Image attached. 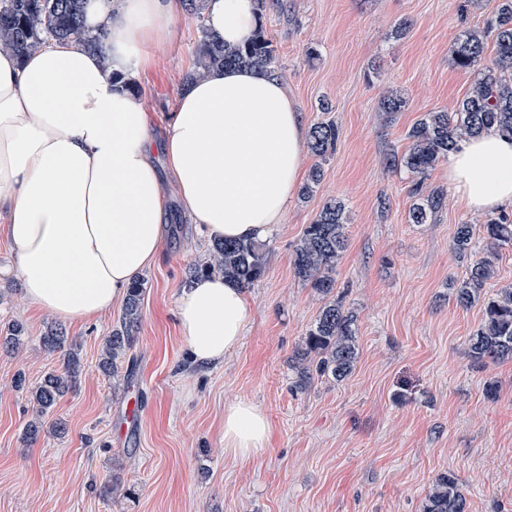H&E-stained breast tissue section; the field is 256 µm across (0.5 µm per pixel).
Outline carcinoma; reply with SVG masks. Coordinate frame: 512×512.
Here are the masks:
<instances>
[{
    "label": "carcinoma",
    "instance_id": "cac0c4a2",
    "mask_svg": "<svg viewBox=\"0 0 512 512\" xmlns=\"http://www.w3.org/2000/svg\"><path fill=\"white\" fill-rule=\"evenodd\" d=\"M85 0H0V51L26 57L50 41L75 42L88 49L100 50L99 38L84 26ZM493 37L495 53L484 57L487 37ZM197 70L190 78H200L214 68L232 66L274 70L275 49L262 29L244 45L227 48L224 42L207 30H201L196 48ZM454 63L474 72L471 89L453 112H425L407 132L409 149L401 156L391 155L389 167L404 169L416 177L410 186L413 203L409 209L412 224H429L443 209L447 191L426 190L424 179L436 163L454 150L463 139L494 128L512 136V0H499L494 18L487 29H468L451 50ZM339 130L331 121L317 122L309 129L308 149L317 158L301 196L313 195L323 175L322 162L336 150ZM346 206L339 200L325 203L313 221L306 225L292 254L294 275L325 300L317 317L303 337L293 368L302 385L313 375L329 377L337 382L347 379L357 362V316L334 296L336 266L348 244ZM486 249L476 251L472 225L457 226L453 248L461 259L469 260L466 275L458 284H450L456 304L468 308L483 306L480 327L470 337V356L476 361L512 358V288H501L488 296L484 288L495 277L499 249L512 246V220L499 214L482 224ZM266 271L265 254L255 242H221L214 244L209 259L194 267V273H220L241 286L260 281ZM144 280H137L128 290L119 326L106 337L99 360L101 371L115 373L117 360L125 355L134 340L141 319ZM23 326L14 322L0 335V345L15 351L21 345ZM48 352L63 354L62 368L46 373L40 383L29 388L19 372L14 388L31 395L38 418L29 422L22 442H37L44 430L43 417L50 415L59 399L72 387L80 369L78 353L66 346V337L49 330L40 338ZM423 512H466V499L457 478L444 473L432 483Z\"/></svg>",
    "mask_w": 512,
    "mask_h": 512
}]
</instances>
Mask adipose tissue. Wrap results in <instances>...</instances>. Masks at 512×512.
<instances>
[{"instance_id":"adipose-tissue-1","label":"adipose tissue","mask_w":512,"mask_h":512,"mask_svg":"<svg viewBox=\"0 0 512 512\" xmlns=\"http://www.w3.org/2000/svg\"><path fill=\"white\" fill-rule=\"evenodd\" d=\"M181 0H88L101 51L54 42L25 60L0 53V233L16 251L26 302L65 320L100 316L157 260L168 215L159 169L176 176L184 209L210 241L268 240L304 166V114L274 72L220 68L186 85L162 141L129 84L170 36ZM225 44L258 27L255 0H205ZM108 65H101V56ZM461 206H512V137L494 130L448 156ZM252 319L244 291L201 275L177 300L180 337L197 367L223 364ZM270 426L245 399L224 407V453L262 454Z\"/></svg>"}]
</instances>
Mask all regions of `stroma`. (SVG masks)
<instances>
[{"label":"stroma","mask_w":512,"mask_h":512,"mask_svg":"<svg viewBox=\"0 0 512 512\" xmlns=\"http://www.w3.org/2000/svg\"><path fill=\"white\" fill-rule=\"evenodd\" d=\"M497 0H267L260 24L276 50V73L307 124L333 121L335 153L309 198L294 197L265 242L266 272L245 290L253 315L223 365L192 366L176 325V303L193 265L211 249L182 214L178 187L163 174L169 202L157 262L145 272L136 339L107 376L98 369L122 309L90 321H60L30 308L15 277L0 278V328L23 326L22 347L0 348V512H423L435 478L454 474L469 512H512V360L473 361L468 340L482 309L457 305L450 281L466 262L452 250L458 224L481 225L455 196L433 223L412 224L411 177L387 167L428 111H454L474 73L454 65L463 31L482 27ZM407 22L404 36L394 28ZM202 18L182 14L152 50L137 88L162 138L196 62ZM407 105L386 117L380 98ZM330 111H322V102ZM347 207L348 248L336 289L357 316L359 358L344 381L298 387L289 365L323 299L294 276L293 249L324 202ZM63 328L82 373L55 406L64 434L45 428L24 445L28 393L60 368L39 342ZM496 384L488 396V384ZM137 422L123 427L129 397ZM246 399L270 423L266 450L240 462L224 453V406ZM115 477L112 494L100 491Z\"/></svg>","instance_id":"1"}]
</instances>
